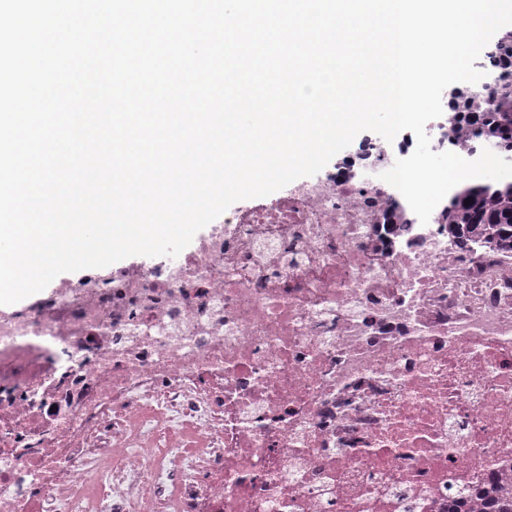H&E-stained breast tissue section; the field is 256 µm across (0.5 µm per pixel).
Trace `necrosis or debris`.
Wrapping results in <instances>:
<instances>
[{
    "label": "necrosis or debris",
    "mask_w": 512,
    "mask_h": 512,
    "mask_svg": "<svg viewBox=\"0 0 512 512\" xmlns=\"http://www.w3.org/2000/svg\"><path fill=\"white\" fill-rule=\"evenodd\" d=\"M364 141L177 257L0 313V512H447L512 484V252Z\"/></svg>",
    "instance_id": "necrosis-or-debris-1"
}]
</instances>
